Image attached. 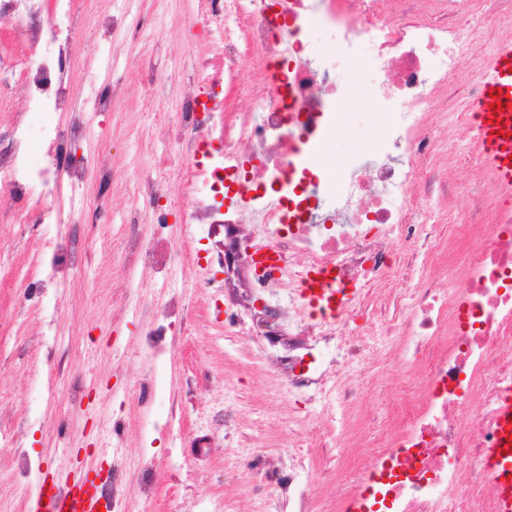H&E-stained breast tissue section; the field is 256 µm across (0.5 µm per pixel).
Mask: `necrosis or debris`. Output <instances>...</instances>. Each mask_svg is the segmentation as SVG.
Listing matches in <instances>:
<instances>
[{"instance_id": "obj_1", "label": "necrosis or debris", "mask_w": 512, "mask_h": 512, "mask_svg": "<svg viewBox=\"0 0 512 512\" xmlns=\"http://www.w3.org/2000/svg\"><path fill=\"white\" fill-rule=\"evenodd\" d=\"M204 18L224 28L218 51L199 57L196 91L184 97L170 127L176 157L148 162L132 186L140 206L129 221L120 278L154 270L165 286L161 302L136 306L146 325L145 349L164 351L167 336L187 317L183 292L171 277L175 250L167 214L157 203L168 194L161 177L178 166L188 203L184 221L206 229L238 223L245 209L255 224L251 250L274 248L277 261L251 280L252 287L284 289L287 306L278 321L292 336H314L342 351L335 372L289 353L283 389L321 385L336 403L326 427L345 433L341 407L358 400L366 386L356 375L365 346L344 336L365 316L356 296L342 314L324 319L298 296L304 276L332 267L337 286H378L391 278L397 259L411 282L406 313L388 336L402 375L420 371L423 395L404 402L380 450L360 466V476L339 499L336 512H495V495L475 473L470 490L457 488L460 470L484 461L497 440V405L512 386V203L478 181L462 187V210H454L434 186L440 171L463 154L448 133V120L463 99H477L484 63L467 54L484 24L495 40L512 39V0H199ZM37 14L20 60L1 58L14 77L15 96L27 110L0 128L9 150H0V220L56 224L45 240L50 267L39 285L41 309L55 312L48 285L56 283L58 257L81 263L70 224L105 214L115 183L109 159L98 163L101 193L95 209L83 195L85 167L69 160V147L89 137L93 116L111 111L117 91L72 95L64 59L79 30L75 0H0V40L14 32L7 22ZM251 60L265 77L242 86L238 65ZM470 78L464 92L451 80ZM368 91L369 107L387 113L389 127L366 119L365 128L384 149L366 161L350 160L341 183L321 178L312 164L314 146L343 133L346 96L353 82ZM37 142L44 157L34 163L19 145ZM219 150H212L213 142ZM23 199L21 209L6 208ZM456 223L472 233L468 274L454 291L426 277L441 253L430 224Z\"/></svg>"}]
</instances>
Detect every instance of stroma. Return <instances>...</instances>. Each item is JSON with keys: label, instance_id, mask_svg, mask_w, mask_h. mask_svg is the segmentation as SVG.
<instances>
[{"label": "stroma", "instance_id": "obj_1", "mask_svg": "<svg viewBox=\"0 0 512 512\" xmlns=\"http://www.w3.org/2000/svg\"><path fill=\"white\" fill-rule=\"evenodd\" d=\"M197 9L196 0H88L81 10L83 36L66 60L74 92L97 85L100 63L107 57L122 79L123 92L115 111L99 116L96 144L77 141L70 150L82 160L97 152L111 156L118 187L111 197V223L80 226L77 237L85 257L61 276L56 325L64 360L51 393L44 388L47 349L42 319L21 309L18 288L41 278V240L55 234L57 227L0 222V428L15 439L32 466L30 476H22L12 455L0 454V484L12 490L10 497L0 498V512H28L37 476L56 471L63 448L79 449L88 466L107 467L112 455L104 446L114 440L121 446L124 489L131 503L139 501L145 470H152L157 489L152 512H208L217 494L228 500L230 512H299V501L283 490L291 479L307 486L314 512H336L341 476L378 447L397 417L383 396L386 386L398 384L416 399L422 395L418 377L399 375L384 347L389 327L408 303L399 274L367 295V318L359 329L367 344L362 368L372 382L355 409L347 445L325 435L319 396L308 390H275L267 371L248 367L252 357L287 355L288 333L280 331L271 341L253 333L250 270L229 279L223 268L209 265V258L222 252L229 240L222 227L202 231L182 223L185 196L176 171L170 170L169 195L162 204L181 256L174 275L189 285V318L174 336L169 357L157 365L166 385L152 408L159 417L176 411L184 432L182 446L173 451L165 438L146 441L145 413L136 397L117 401V394L125 393L146 362L140 346L143 326L124 310V300L132 297L151 304L159 298L153 277H143L128 291L116 274L123 259L124 220L136 206L130 186L140 161L168 147L162 135L174 121L185 74L193 70L197 57L219 45L217 34L204 32L196 19ZM113 14L146 28L163 17L170 23L146 42L131 41L121 29L111 41L98 39L99 17ZM148 66L176 74L177 79L163 91L146 88L142 72ZM346 126L347 134L326 144L327 156L338 163L354 152L374 156L375 140L365 134L360 113H349ZM203 272L214 280V287H194ZM228 310L239 313L248 335H225ZM78 383L90 395L91 409L84 413L71 401L72 387ZM228 398L238 407L237 428L211 426L210 417ZM294 432L311 445L303 468L280 446Z\"/></svg>", "mask_w": 512, "mask_h": 512}]
</instances>
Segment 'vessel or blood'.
<instances>
[{"label":"vessel or blood","mask_w":512,"mask_h":512,"mask_svg":"<svg viewBox=\"0 0 512 512\" xmlns=\"http://www.w3.org/2000/svg\"><path fill=\"white\" fill-rule=\"evenodd\" d=\"M482 80L485 94L476 105L479 141L498 180L511 187L512 107L494 114L490 107V92L497 87L503 97L512 98V41L498 46ZM495 116L504 123V133L493 132L490 121ZM301 296L306 304L329 315L346 301L345 295L337 292L333 275L328 271L309 275L301 288ZM498 425L500 433L495 448L488 452V461L498 486V512H512V438L506 433L507 427L512 425V389L500 399ZM37 495L36 512H98L100 505L92 482L71 476L64 467L59 468L53 480L39 479Z\"/></svg>","instance_id":"1"}]
</instances>
